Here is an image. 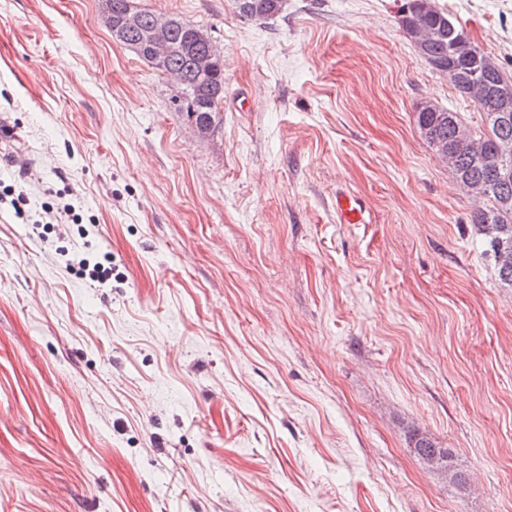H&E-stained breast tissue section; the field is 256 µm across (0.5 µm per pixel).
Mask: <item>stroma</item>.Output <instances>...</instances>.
Wrapping results in <instances>:
<instances>
[{
  "label": "stroma",
  "mask_w": 512,
  "mask_h": 512,
  "mask_svg": "<svg viewBox=\"0 0 512 512\" xmlns=\"http://www.w3.org/2000/svg\"><path fill=\"white\" fill-rule=\"evenodd\" d=\"M136 2L220 48L209 136L102 0H0V512H512V288L415 112L481 118L401 0ZM432 3L512 80V0ZM239 15L250 21H265L280 14L284 0H234ZM364 207L354 196L343 193L336 195V213L342 224H365L362 214ZM414 454H416L419 458L424 460L426 457L430 456V454L438 453L443 456L442 466L445 469L450 466L451 463V452L447 448H436V446L427 438H419L414 444V448H412ZM429 466L437 467L439 465V461L436 457H428L424 460Z\"/></svg>",
  "instance_id": "obj_1"
}]
</instances>
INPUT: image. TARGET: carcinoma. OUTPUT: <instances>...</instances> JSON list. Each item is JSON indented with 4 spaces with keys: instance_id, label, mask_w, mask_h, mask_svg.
<instances>
[{
    "instance_id": "carcinoma-1",
    "label": "carcinoma",
    "mask_w": 512,
    "mask_h": 512,
    "mask_svg": "<svg viewBox=\"0 0 512 512\" xmlns=\"http://www.w3.org/2000/svg\"><path fill=\"white\" fill-rule=\"evenodd\" d=\"M239 15L250 21H265L280 14L284 0H234ZM154 12L141 10L140 24L126 30L117 41L130 48L149 26ZM172 52L150 65L164 75L182 77L189 100L175 107L186 118L215 129L220 108L210 106L212 92L224 89V59H212L201 74L197 58L209 52L210 37L202 28L175 17ZM400 28L414 35V44L436 71L452 76L453 87L474 104L482 128L474 130L460 117L431 102L420 105L416 123L421 136L435 153H446L445 162L456 181L477 202L473 222L484 236L486 254L493 260L500 281L512 287V112L501 111L499 90L512 88L498 66L470 40L464 30L448 25V14L430 0H403L398 10ZM414 454L424 459L443 456L442 467L451 463V452L419 438Z\"/></svg>"
}]
</instances>
